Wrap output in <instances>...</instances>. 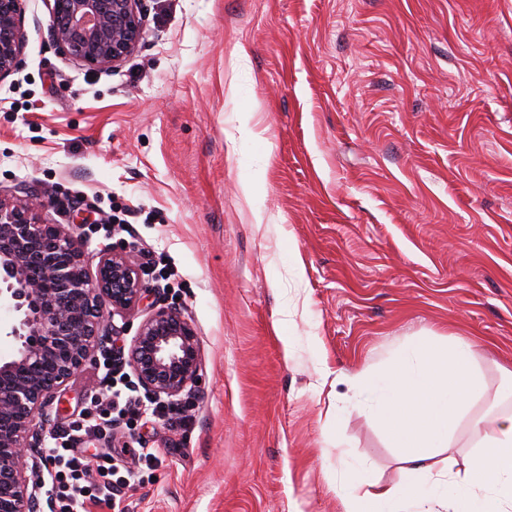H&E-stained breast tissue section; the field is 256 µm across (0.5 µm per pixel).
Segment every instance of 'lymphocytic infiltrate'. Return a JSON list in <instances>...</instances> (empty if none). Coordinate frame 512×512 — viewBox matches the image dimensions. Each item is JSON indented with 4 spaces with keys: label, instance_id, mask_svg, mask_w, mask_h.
Here are the masks:
<instances>
[{
    "label": "lymphocytic infiltrate",
    "instance_id": "obj_1",
    "mask_svg": "<svg viewBox=\"0 0 512 512\" xmlns=\"http://www.w3.org/2000/svg\"><path fill=\"white\" fill-rule=\"evenodd\" d=\"M105 391L94 399L82 420L68 428L55 430L46 448V460L53 474L49 489L56 512H99L100 508L120 505V492L137 474L139 465H153L160 451L139 448L135 466H118L105 456H85L80 444L83 436L102 438L112 431L113 414L138 416L144 413L172 423L185 422L182 409L162 401L142 405L133 389L125 383V373L112 356H104L99 365Z\"/></svg>",
    "mask_w": 512,
    "mask_h": 512
}]
</instances>
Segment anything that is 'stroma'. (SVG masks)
Instances as JSON below:
<instances>
[{"label": "stroma", "instance_id": "stroma-1", "mask_svg": "<svg viewBox=\"0 0 512 512\" xmlns=\"http://www.w3.org/2000/svg\"><path fill=\"white\" fill-rule=\"evenodd\" d=\"M147 4L138 49L100 74L51 42L52 0H26L24 64L0 81V198L37 195L87 273L122 249L141 274L114 348L163 306L200 344L186 425L84 441L121 464L160 449L123 512H339L342 478L398 481L358 378L419 340L474 346L487 396L461 457L512 409V0ZM117 212L130 231L93 232ZM99 386L86 364L53 427Z\"/></svg>", "mask_w": 512, "mask_h": 512}]
</instances>
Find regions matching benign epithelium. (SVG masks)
<instances>
[{"label": "benign epithelium", "instance_id": "benign-epithelium-1", "mask_svg": "<svg viewBox=\"0 0 512 512\" xmlns=\"http://www.w3.org/2000/svg\"><path fill=\"white\" fill-rule=\"evenodd\" d=\"M147 0H53L48 30L55 45L108 74L140 44ZM26 42L24 0H0V80L17 71ZM42 201L0 200V307L15 315L0 333L16 343L0 357V512H44L40 473L49 407L106 343L102 308L121 316L145 288L122 251L102 255L95 277L82 264L80 238L38 217ZM132 367L153 398L195 391L201 376L197 336L182 312L160 307L134 336Z\"/></svg>", "mask_w": 512, "mask_h": 512}]
</instances>
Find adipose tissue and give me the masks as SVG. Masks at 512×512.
<instances>
[{"mask_svg": "<svg viewBox=\"0 0 512 512\" xmlns=\"http://www.w3.org/2000/svg\"><path fill=\"white\" fill-rule=\"evenodd\" d=\"M361 387L400 450V479L385 483L366 475L345 482L338 491L341 512H404L410 506L416 512H512V412L491 420L461 468L440 459L464 410L483 390L466 340L413 344L381 380L364 377ZM423 483L434 486L435 497L417 496Z\"/></svg>", "mask_w": 512, "mask_h": 512, "instance_id": "obj_1", "label": "adipose tissue"}]
</instances>
